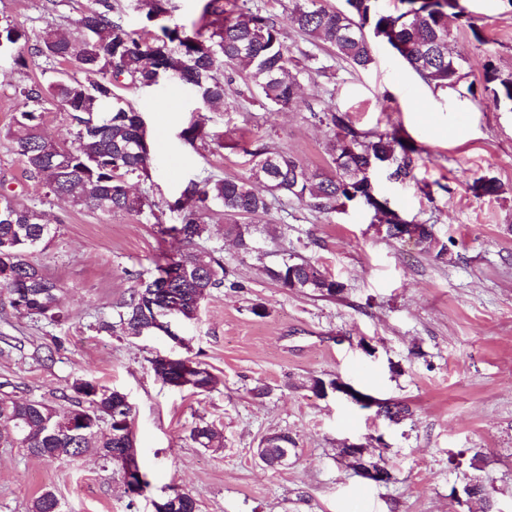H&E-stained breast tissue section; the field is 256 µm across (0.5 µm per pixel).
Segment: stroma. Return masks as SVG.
I'll use <instances>...</instances> for the list:
<instances>
[{"mask_svg": "<svg viewBox=\"0 0 512 512\" xmlns=\"http://www.w3.org/2000/svg\"><path fill=\"white\" fill-rule=\"evenodd\" d=\"M111 2L152 39L165 25H202L207 0H171L160 23L146 22L130 0ZM90 4L0 0V19L33 41L50 24L77 37ZM460 4L472 23L449 19L448 44L463 79L441 90L383 44L371 68L352 69L290 22L288 0H224L225 9L246 6L273 18L291 56L316 55L327 73L304 77L299 102L280 109L250 96L240 74L218 111L171 78L120 86L145 122L151 150L150 177L134 184L146 199L139 215L39 198L5 133L22 90L51 73L35 55L0 67V194L57 225L33 259L61 286L66 313L54 323L0 306V385L62 410L78 378L126 393L150 482L132 499L117 467L94 454L51 462L0 446V512H29L45 490L62 512H154L174 488L194 496L199 512H512V103L494 102L487 81L491 68L512 75V0ZM310 102L347 114L359 130L397 128L417 144L413 180L382 179L378 189L403 217L431 225L448 254L389 238L363 208L324 214L285 196L253 219L254 249L245 254L225 237L215 206L204 216V245L223 258L227 277L195 319L174 321L177 340L98 330L179 252L174 229L182 214L174 202L189 180L248 177V152L259 141L308 168L326 167L335 129L313 117ZM195 120L221 135L223 147L185 144L180 132ZM481 177L496 179L501 193L474 195L470 185ZM286 259L315 262L344 283L343 293L281 287L265 270ZM158 355L201 362L215 387L201 395L171 388L153 371ZM314 377L342 380L376 402H403L410 415L396 424L341 394L316 396L308 388ZM202 420L222 433L219 450L191 439ZM274 433L296 442L280 469L256 454ZM349 443L382 448L393 482L356 474L339 454ZM473 479L494 487L491 503L467 496Z\"/></svg>", "mask_w": 512, "mask_h": 512, "instance_id": "1", "label": "stroma"}]
</instances>
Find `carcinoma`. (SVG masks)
I'll use <instances>...</instances> for the list:
<instances>
[{
    "label": "carcinoma",
    "mask_w": 512,
    "mask_h": 512,
    "mask_svg": "<svg viewBox=\"0 0 512 512\" xmlns=\"http://www.w3.org/2000/svg\"><path fill=\"white\" fill-rule=\"evenodd\" d=\"M380 0H345L347 8L337 9L324 0H292L290 19L311 39L330 45L336 57L355 70H365L375 61L372 39L391 47L406 65L428 85L452 88L462 79L456 58L448 52V16H463L459 0H400L404 8L394 13L383 10ZM147 20L168 13L169 0H137ZM206 12L212 20L194 31L161 27L162 37L151 41L128 29L121 18L112 16L111 0H93L80 18L85 33L72 40L49 27L35 44L16 24L0 23V49L19 47L10 55L13 64H25L23 51L44 58L58 76L45 84L22 91V106L13 117L6 138L22 158L29 178L47 196L69 198L77 205L102 213L139 215L145 198L128 193L129 181L149 177L150 152L138 148L146 135L141 115L116 91L123 79L142 86L157 84L171 74L186 86L199 103L224 106V85L233 81L231 73L219 79V68L245 69L249 90L273 107H285L298 99L299 76L325 67L300 64L288 54L280 29L269 16L249 8L229 12L223 0H209ZM175 50L168 49V44ZM68 64L77 71L95 76L87 81L75 74L63 75L59 66ZM487 81L499 82L494 99L512 102V78L487 73ZM56 103L69 113L74 139L71 143L48 138L42 131L45 104ZM328 120L337 132L330 148L327 170H311L294 155L259 143L249 152L250 175L246 179L204 178L187 183L175 205L183 212L175 229L183 251L156 266V274L132 290L123 303L118 328L128 336L156 334V317L162 311L186 320L196 317L200 304L215 288L224 285V261L214 250L199 246L208 232L202 213L216 204L224 212L225 235L244 252L250 250L251 218L268 212L272 201L293 197L319 213L342 212L359 205L373 213L380 224L396 223V210L388 199L372 188L385 160H393L387 179L403 182L412 176L418 149L398 131L369 133L356 129L348 115L330 111ZM181 138L196 149L206 147L215 137L202 125L192 122ZM472 190L490 196L500 192L493 178H478ZM415 243L425 250L447 254L431 225H416ZM56 228L42 223L34 208L13 207L10 222L0 219V302L15 314H33L60 322L65 314L60 304L61 288L45 270L31 262L29 255L48 243ZM268 277L284 288H307L322 296H334L344 284L323 273L315 264L302 260L267 269ZM153 370L165 383L180 387L185 367L199 375L192 389L203 394L214 388L216 378L202 364L189 358L173 364L160 357L152 360ZM68 412L82 420L73 430L50 435L41 432L42 423L58 419L56 407L0 392V445L22 448L26 453L50 461H66L80 456L81 449L135 448L134 408L127 395L97 381L81 378L70 386ZM383 416L398 423L410 415L402 402L381 406ZM106 430L100 431V424ZM190 437L203 448H211L217 431L202 422ZM283 445L273 444L262 454L264 463L280 467ZM31 512H61L54 492L36 497Z\"/></svg>",
    "instance_id": "obj_1"
}]
</instances>
